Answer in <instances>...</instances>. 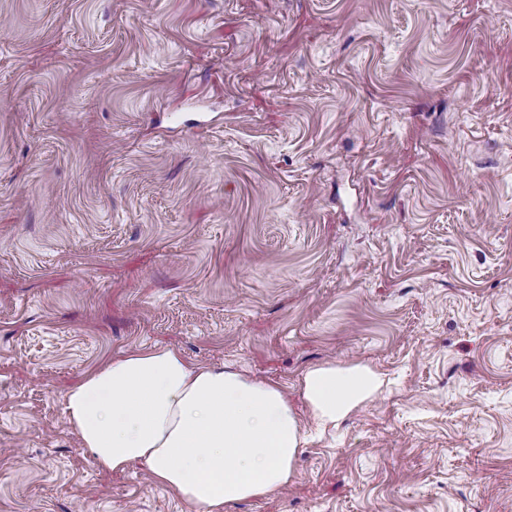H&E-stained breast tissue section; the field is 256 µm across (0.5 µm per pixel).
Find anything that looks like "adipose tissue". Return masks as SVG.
Instances as JSON below:
<instances>
[{
    "instance_id": "1",
    "label": "adipose tissue",
    "mask_w": 512,
    "mask_h": 512,
    "mask_svg": "<svg viewBox=\"0 0 512 512\" xmlns=\"http://www.w3.org/2000/svg\"><path fill=\"white\" fill-rule=\"evenodd\" d=\"M380 375L357 365L303 377L314 417L333 424L370 400ZM67 421L96 468L142 465L151 480L202 512L288 484L301 426L276 386L222 366H198L175 348L138 350L90 372L66 394Z\"/></svg>"
}]
</instances>
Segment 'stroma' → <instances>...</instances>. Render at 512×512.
Masks as SVG:
<instances>
[{"label":"stroma","mask_w":512,"mask_h":512,"mask_svg":"<svg viewBox=\"0 0 512 512\" xmlns=\"http://www.w3.org/2000/svg\"><path fill=\"white\" fill-rule=\"evenodd\" d=\"M155 345L299 418L230 512H512V0H0V512H199L64 413ZM302 385L314 417L323 424L336 425L370 400L381 387L382 379L367 366H328L309 369Z\"/></svg>","instance_id":"obj_1"}]
</instances>
